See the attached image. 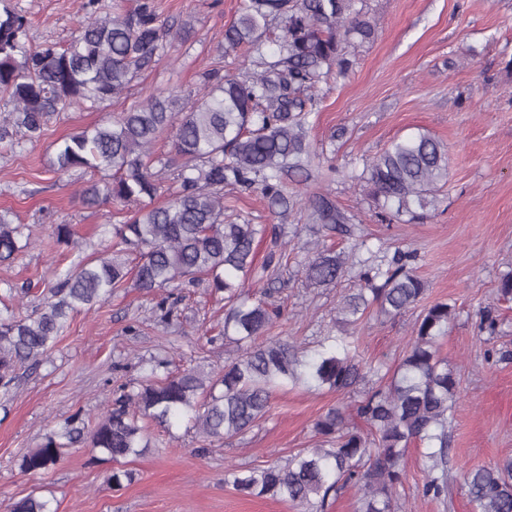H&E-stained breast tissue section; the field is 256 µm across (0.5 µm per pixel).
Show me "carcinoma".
<instances>
[{
	"label": "carcinoma",
	"instance_id": "obj_1",
	"mask_svg": "<svg viewBox=\"0 0 512 512\" xmlns=\"http://www.w3.org/2000/svg\"><path fill=\"white\" fill-rule=\"evenodd\" d=\"M86 20L65 47H28V21L12 0H0V144L10 148L39 141L49 118L73 107L95 109L122 97L134 78L163 55L170 29L152 0L131 12L120 7L97 16L98 0H87ZM280 29L277 59L267 60L263 37L272 24ZM375 34L363 0H244L239 16L224 29V44L246 47L253 72L241 80L210 69L191 106L180 96L149 94L112 121L62 139L51 161L59 176L74 169L100 174L79 192L88 207L110 202L136 208L112 225V255L77 264L48 289L32 313L6 309L0 314V387L9 388L16 370L38 365L67 327L71 316L104 302L127 279L150 294L173 283L192 284L210 277L224 292V337L245 346L224 366L205 374L186 368L162 378L151 376L139 388L112 400L99 421L85 430L74 416L61 431L23 456L24 472L46 471L61 458L63 440L86 438L91 451L115 463L149 447L145 421L164 428L182 419L210 441L244 435L267 415L272 392L302 379V368L318 386L343 391L362 381H386L348 408H329L315 423L325 443L271 462L241 476L228 471L235 490L290 501L303 512H326L331 494L347 485L361 494L360 512H400L397 487L411 444L422 442L423 495H448V428L454 419L459 379L439 357L454 307L437 301L415 323V339L393 373L382 365L361 364L352 336H328L315 357L303 362L297 345L265 333L280 309L247 290L263 276L255 266V245L268 232L265 224L224 221V188L258 192L270 212L283 217L295 207L326 231L351 232L349 218L327 195L303 204L288 195V182L312 176L307 139L309 116L318 110L315 89L332 69L344 72L350 61L344 48ZM174 134L181 160L178 186L163 206L151 203L160 189L146 162L160 133ZM360 179L383 221L417 218L415 208L438 201L448 182V150L426 130L395 137L366 165ZM23 225L0 215V262L15 259ZM362 244L346 254L316 250L305 274L310 284L327 286L358 268L360 288L343 296L340 314L357 324L374 309L395 317L416 305L426 284L410 267L415 254L399 250L392 257L360 255ZM369 428L350 423L351 414ZM472 512H512V456L465 471ZM9 512H52L49 502L29 495Z\"/></svg>",
	"mask_w": 512,
	"mask_h": 512
}]
</instances>
